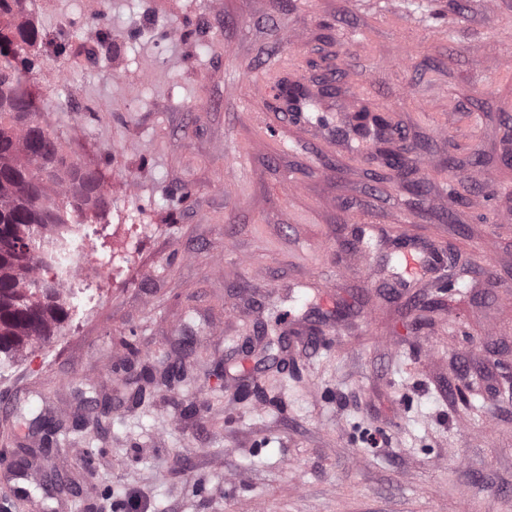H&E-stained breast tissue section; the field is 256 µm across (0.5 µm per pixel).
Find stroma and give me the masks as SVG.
<instances>
[{
	"label": "stroma",
	"instance_id": "35a3bbf8",
	"mask_svg": "<svg viewBox=\"0 0 512 512\" xmlns=\"http://www.w3.org/2000/svg\"><path fill=\"white\" fill-rule=\"evenodd\" d=\"M30 17L39 105L112 187L80 229L110 278L0 369V455L31 449L72 486L32 497L512 512V0H33ZM273 59L329 78L327 125L249 97ZM362 103L400 131L403 176L337 135ZM129 363L187 372L136 406Z\"/></svg>",
	"mask_w": 512,
	"mask_h": 512
}]
</instances>
